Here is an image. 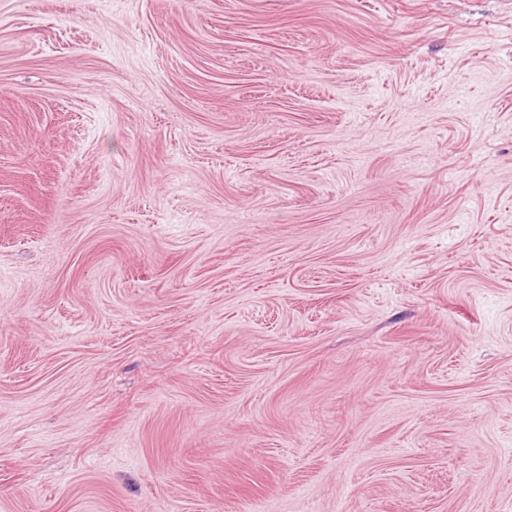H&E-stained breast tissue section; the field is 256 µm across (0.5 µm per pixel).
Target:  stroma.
<instances>
[{
    "label": "stroma",
    "instance_id": "35a3bbf8",
    "mask_svg": "<svg viewBox=\"0 0 512 512\" xmlns=\"http://www.w3.org/2000/svg\"><path fill=\"white\" fill-rule=\"evenodd\" d=\"M0 512H512V0H0Z\"/></svg>",
    "mask_w": 512,
    "mask_h": 512
}]
</instances>
